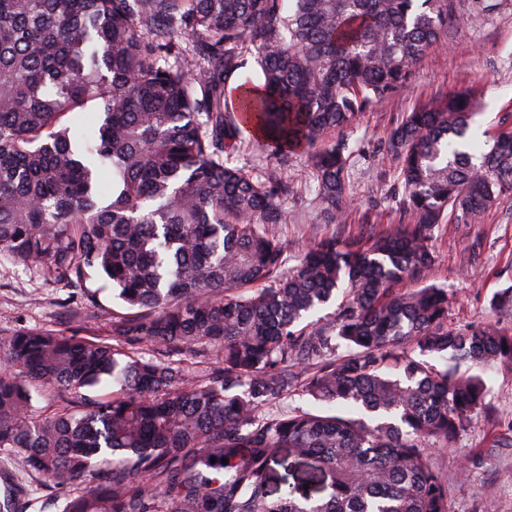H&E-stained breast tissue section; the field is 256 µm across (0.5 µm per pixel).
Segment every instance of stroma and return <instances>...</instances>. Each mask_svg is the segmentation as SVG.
Instances as JSON below:
<instances>
[{"instance_id": "obj_1", "label": "stroma", "mask_w": 512, "mask_h": 512, "mask_svg": "<svg viewBox=\"0 0 512 512\" xmlns=\"http://www.w3.org/2000/svg\"><path fill=\"white\" fill-rule=\"evenodd\" d=\"M447 93L475 100L479 132L512 127V0H491L485 9L474 0H453L440 43L413 66L409 85L368 112L356 129L341 132L353 152L350 222L344 228L324 223L306 193L304 156L283 161L255 144L235 155V166L261 175L275 171L291 188L283 203L285 220L273 227L288 245V265H296L307 245L331 234L354 236L364 224L404 223L397 175L383 153L385 139L402 113ZM435 250L438 261L430 278L457 296L448 311L449 327L497 320L490 300L512 284V194L478 223L444 227ZM120 309L100 278L73 287L22 263L0 262V336L43 328L99 337ZM483 376L491 415L475 418L454 445L432 456L448 478L452 512H483L488 502L496 512H512V367L488 368Z\"/></svg>"}]
</instances>
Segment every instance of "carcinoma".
<instances>
[{
    "label": "carcinoma",
    "instance_id": "cac0c4a2",
    "mask_svg": "<svg viewBox=\"0 0 512 512\" xmlns=\"http://www.w3.org/2000/svg\"><path fill=\"white\" fill-rule=\"evenodd\" d=\"M448 5L0 0V259L100 276L125 308L103 338L0 336V453L64 491L47 505L451 512L431 453L489 410L460 366L511 365L512 325L448 327L433 241L512 192V128L484 151L467 96L404 113L385 155L407 223L315 241L291 269L270 230L288 185L232 165L250 142L305 155L325 221L347 223L336 132L407 85ZM250 57L257 79L238 84ZM491 306L512 314V285ZM189 357L216 366L197 376ZM43 387L65 400L52 416L32 405ZM291 389L336 412L271 410ZM285 456L320 480L274 493ZM27 496L7 486L0 512Z\"/></svg>",
    "mask_w": 512,
    "mask_h": 512
}]
</instances>
